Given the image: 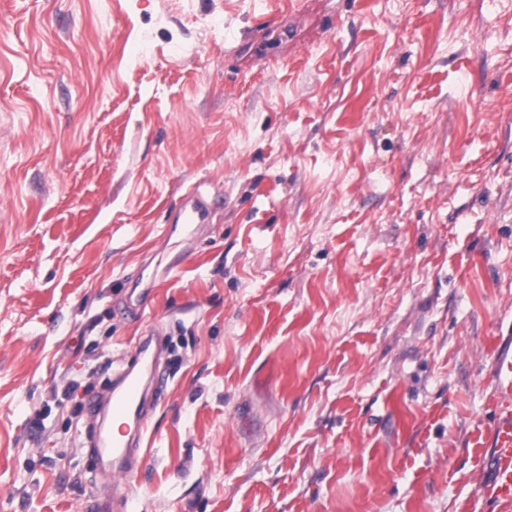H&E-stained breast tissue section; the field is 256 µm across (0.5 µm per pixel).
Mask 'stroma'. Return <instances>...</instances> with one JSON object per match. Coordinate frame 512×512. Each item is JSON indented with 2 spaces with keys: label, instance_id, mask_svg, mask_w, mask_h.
<instances>
[{
  "label": "stroma",
  "instance_id": "stroma-1",
  "mask_svg": "<svg viewBox=\"0 0 512 512\" xmlns=\"http://www.w3.org/2000/svg\"><path fill=\"white\" fill-rule=\"evenodd\" d=\"M151 330L123 512H488L512 0H0V512Z\"/></svg>",
  "mask_w": 512,
  "mask_h": 512
}]
</instances>
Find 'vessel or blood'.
<instances>
[{"label": "vessel or blood", "mask_w": 512, "mask_h": 512, "mask_svg": "<svg viewBox=\"0 0 512 512\" xmlns=\"http://www.w3.org/2000/svg\"><path fill=\"white\" fill-rule=\"evenodd\" d=\"M162 350L157 337L140 341L132 363L122 371L107 402L91 398L98 420L94 455L101 489L82 505V512H115L125 501L123 479L143 461V431L157 399L156 376ZM494 421L486 459L492 478L481 488L486 504H512V338L495 348L493 369ZM121 431H113V423Z\"/></svg>", "instance_id": "vessel-or-blood-1"}]
</instances>
